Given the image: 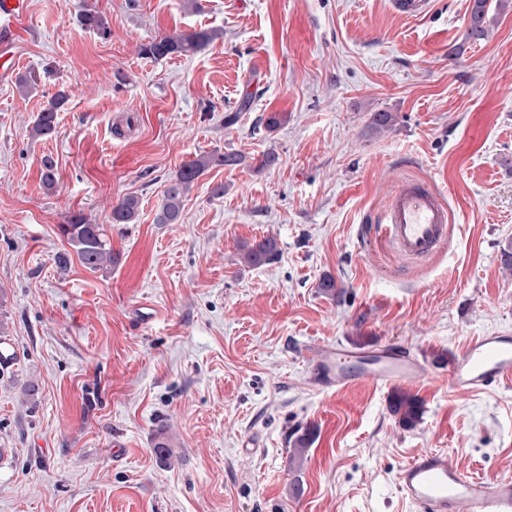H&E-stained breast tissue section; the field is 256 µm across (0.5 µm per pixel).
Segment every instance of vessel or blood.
<instances>
[{
	"mask_svg": "<svg viewBox=\"0 0 512 512\" xmlns=\"http://www.w3.org/2000/svg\"><path fill=\"white\" fill-rule=\"evenodd\" d=\"M27 0H0V40L16 37ZM403 255L435 253L448 234V208L427 183L399 181L377 226ZM431 373L412 350L383 343L366 350L342 345L322 350L313 380L325 390L341 391L362 381L380 387L423 382ZM443 380L460 395L479 393L512 380V333L487 332L458 350ZM397 485L415 512H512V476L467 475L447 454L425 450L399 471Z\"/></svg>",
	"mask_w": 512,
	"mask_h": 512,
	"instance_id": "vessel-or-blood-1",
	"label": "vessel or blood"
}]
</instances>
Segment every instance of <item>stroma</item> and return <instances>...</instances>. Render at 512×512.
Segmentation results:
<instances>
[{"mask_svg": "<svg viewBox=\"0 0 512 512\" xmlns=\"http://www.w3.org/2000/svg\"><path fill=\"white\" fill-rule=\"evenodd\" d=\"M28 3L0 71V339L16 351L0 370V512H414L397 474L423 450L512 476V383L406 384L422 404L407 429L390 389L315 388L305 352L383 340L437 372L469 337L512 332V6L476 41L470 0L416 20L389 0H90L106 38L80 25V0ZM201 29L218 37L196 54L139 52ZM61 91L55 134L31 139ZM383 111L397 121L379 132ZM230 152L180 223H157L182 166ZM400 178L449 207L430 258L374 232ZM130 195L135 223H110ZM79 213L112 267H59ZM267 237L274 260L242 264Z\"/></svg>", "mask_w": 512, "mask_h": 512, "instance_id": "1", "label": "stroma"}]
</instances>
